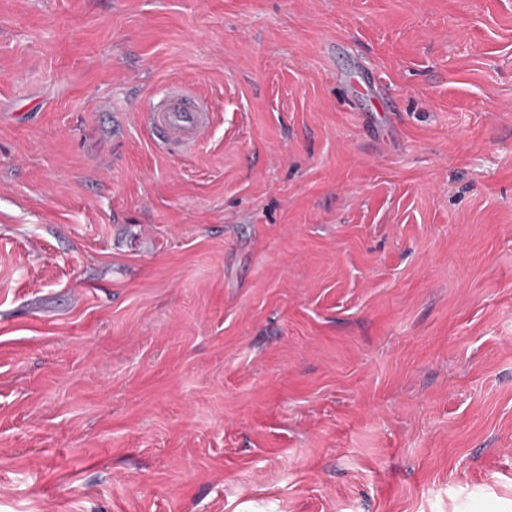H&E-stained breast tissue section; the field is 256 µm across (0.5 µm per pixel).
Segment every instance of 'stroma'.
I'll use <instances>...</instances> for the list:
<instances>
[{"mask_svg": "<svg viewBox=\"0 0 512 512\" xmlns=\"http://www.w3.org/2000/svg\"><path fill=\"white\" fill-rule=\"evenodd\" d=\"M0 512H512V0H0ZM145 126L161 131L167 142L191 146L203 137L211 122L208 105L190 96L185 86L174 87L142 113Z\"/></svg>", "mask_w": 512, "mask_h": 512, "instance_id": "1", "label": "stroma"}]
</instances>
